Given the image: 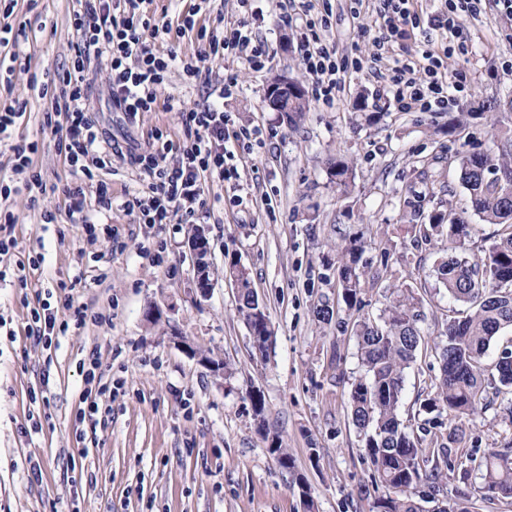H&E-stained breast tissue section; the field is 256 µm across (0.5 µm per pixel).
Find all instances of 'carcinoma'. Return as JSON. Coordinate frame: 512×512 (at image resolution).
Instances as JSON below:
<instances>
[{
    "mask_svg": "<svg viewBox=\"0 0 512 512\" xmlns=\"http://www.w3.org/2000/svg\"><path fill=\"white\" fill-rule=\"evenodd\" d=\"M494 149L459 158L460 181L467 190L469 209L488 224H503L489 248L472 259L457 253L458 246L471 237L465 217L442 203L427 211V196L405 202L409 226H424L448 239L444 256L435 265L439 285L448 298L467 306L466 314L448 320L438 345L437 382L419 404L418 414L426 416L424 435L443 426L438 417L448 416V433L424 445L411 423L404 422L399 407L405 390V372L416 358L421 343L419 324L425 320L421 300L410 288H389L378 318L361 314L365 284H378L387 271L391 253L378 245L380 269L368 273L362 261L366 245L363 235H354L336 245V262L327 263L336 279L338 297L352 318L361 375L350 392L351 420L371 463V483L384 488L376 498V512H423L420 502L431 496L444 498L442 512H470V498L449 494L442 483V467L476 470L481 482L477 492L483 499H512V453L491 448L481 456L465 459L452 456L451 444L462 431V422L498 406L512 419V348L504 349L495 362L496 374L488 375L484 358L498 333L512 328V138L491 134ZM327 173L336 187L349 188L352 165L344 158H330ZM224 276L240 284L239 315L258 334L255 350L267 356L272 334L268 316L251 287L249 273L233 256L225 255Z\"/></svg>",
    "mask_w": 512,
    "mask_h": 512,
    "instance_id": "carcinoma-1",
    "label": "carcinoma"
}]
</instances>
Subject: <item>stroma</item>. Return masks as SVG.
I'll return each mask as SVG.
<instances>
[{"label":"stroma","instance_id":"35a3bbf8","mask_svg":"<svg viewBox=\"0 0 512 512\" xmlns=\"http://www.w3.org/2000/svg\"><path fill=\"white\" fill-rule=\"evenodd\" d=\"M0 24L25 26L27 36L7 53L32 67H68L76 34L75 0H5ZM264 23L259 31L271 58L253 70L239 57L210 62V81L185 82L173 69L165 92L188 105L204 104L211 81L237 76V94L224 110L235 124L258 127L263 144L240 161L239 185L210 182L208 208L192 224L150 226L123 211L126 194L143 182L131 168L112 177L115 207L87 199L85 213L112 230L111 245L90 244L71 223L63 189L69 171L46 128L47 103L25 74L0 67V101L26 102L27 113L12 141L38 142L34 163L50 189L45 206L57 214L42 226V207L14 199L15 252L0 257V271L40 253L27 289L0 288V512H372L375 498L361 439L350 419V392L360 374L355 341L335 324L317 320L322 301L336 302L335 284L319 279L322 262L342 238L364 231L393 245L385 286L363 294V312L378 317L386 286L415 289L426 319L415 362L406 371L403 418L415 415L417 399L439 369L440 333L449 318L461 316L439 287L434 265L446 243L440 238L415 244L405 228L403 201L424 191L425 180L450 188V203L466 214L476 234L462 251L488 248L498 224L466 212L467 192L459 180V157L483 152L491 132L481 113L486 104L512 100V72L500 57L512 55V20L487 15L469 21V58L451 56L449 69L467 68L473 99L470 116L454 134L444 131L447 113L400 112L378 96L369 68L351 74L333 103L312 101L297 126L283 122L264 101L278 74L299 80L308 75L297 53L299 21L281 16L278 0H256ZM107 59L90 67L93 113L107 137L145 142L149 133L181 134L177 113L156 109L128 123L112 107L107 91ZM377 113L367 122L365 113ZM343 155L354 164L350 194L330 184L328 158ZM242 204H233L235 195ZM207 230L211 258L223 267L235 255L249 272L273 330L268 359L254 357L250 334L237 313L231 282L219 279L208 295L195 286L188 248L192 227ZM162 250V262L151 254ZM71 292L57 289V281ZM53 289V307L73 295L93 310L111 315L90 323L43 349L25 327L31 306ZM160 307L165 321L147 322L148 308ZM178 329L202 352L226 360L231 376L216 379L170 338ZM97 356L103 381L122 379L108 425L75 424L84 387L81 360ZM44 392L49 414L30 401ZM260 391L263 416L248 397ZM456 452L482 455L489 448H512V421L499 408L465 422ZM280 435L292 458L282 469L270 453Z\"/></svg>","mask_w":512,"mask_h":512}]
</instances>
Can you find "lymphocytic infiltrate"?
<instances>
[{
	"label": "lymphocytic infiltrate",
	"instance_id": "obj_1",
	"mask_svg": "<svg viewBox=\"0 0 512 512\" xmlns=\"http://www.w3.org/2000/svg\"><path fill=\"white\" fill-rule=\"evenodd\" d=\"M210 2L197 0L171 20L155 15L153 0H78L74 13L77 42L70 68L43 81L30 66H23L31 86L50 103L46 124L73 177L65 189L70 214H82L85 189L91 185L96 188L99 205L111 207L110 184L101 174L111 171L116 162L134 168L146 184L145 190L122 202L142 224L186 222L197 207L206 205V182L239 181L237 162L260 144L261 131L234 125L224 110L225 98L237 88L236 78L225 77L210 102L194 107L162 96L173 67H181L187 78L196 80L202 77L206 62L216 58L242 56L257 71L269 59L268 45L252 28L233 25L218 34L197 26L196 15ZM491 4L497 13L512 16V0H440L438 11L428 17L421 16L414 0H374L371 21L364 24L360 6L351 7L360 36L369 38L373 48L368 59L371 71L381 83L382 94L393 99L398 111L446 112L468 97L466 71L448 70L445 61L455 54L467 56L468 35L463 21L486 16ZM281 8L286 13L301 11L299 60L312 80L315 98L334 101L336 94L345 90L350 69L360 68L363 61L349 59L325 39L331 0H281ZM192 30L202 43L195 57L180 60L164 50V42ZM415 35L421 37L422 48L412 55L406 51L405 42ZM95 54L110 61L108 87L116 111L133 123L140 113L164 107L179 113L182 137L127 148L104 137L89 112L87 64ZM25 115L23 103L0 104V145L10 144L13 152L11 173L0 178V219L8 225L13 222L12 214L4 209L8 201L23 194L34 202L47 192L41 172L33 166L37 143L12 141ZM104 320L102 313L69 296L62 311H55L47 301L33 308L28 334L48 349L70 329ZM97 370L94 358L80 368L84 389L78 418L82 421H105L112 412L104 401L111 388L102 383Z\"/></svg>",
	"mask_w": 512,
	"mask_h": 512
}]
</instances>
